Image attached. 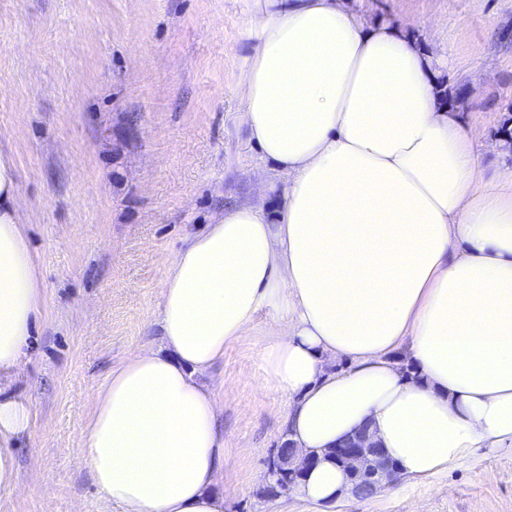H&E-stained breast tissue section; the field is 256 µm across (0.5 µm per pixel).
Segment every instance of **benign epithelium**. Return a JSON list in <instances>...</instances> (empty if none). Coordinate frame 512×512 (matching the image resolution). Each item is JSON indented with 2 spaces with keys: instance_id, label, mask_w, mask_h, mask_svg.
<instances>
[{
  "instance_id": "benign-epithelium-1",
  "label": "benign epithelium",
  "mask_w": 512,
  "mask_h": 512,
  "mask_svg": "<svg viewBox=\"0 0 512 512\" xmlns=\"http://www.w3.org/2000/svg\"><path fill=\"white\" fill-rule=\"evenodd\" d=\"M336 457L347 469L351 482L373 489L398 478L396 467L379 459L376 445L363 429L344 439L336 448Z\"/></svg>"
}]
</instances>
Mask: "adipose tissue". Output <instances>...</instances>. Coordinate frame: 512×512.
<instances>
[{"label":"adipose tissue","instance_id":"1","mask_svg":"<svg viewBox=\"0 0 512 512\" xmlns=\"http://www.w3.org/2000/svg\"><path fill=\"white\" fill-rule=\"evenodd\" d=\"M240 119L285 175L281 213L225 209L186 236L160 289L161 342L93 397L83 459L120 512H224V429L201 380L257 316L285 431L315 456L297 487L333 505L331 457L360 427L401 477L512 449V167L485 177L478 131L428 53L358 0H252ZM17 175L0 153V382L44 302ZM26 400L0 394V490L19 484Z\"/></svg>","mask_w":512,"mask_h":512}]
</instances>
